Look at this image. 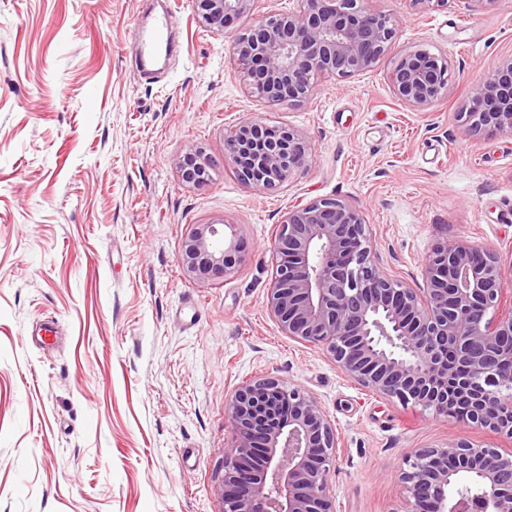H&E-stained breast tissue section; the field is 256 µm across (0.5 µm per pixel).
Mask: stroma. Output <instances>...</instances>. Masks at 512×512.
<instances>
[{
	"label": "stroma",
	"mask_w": 512,
	"mask_h": 512,
	"mask_svg": "<svg viewBox=\"0 0 512 512\" xmlns=\"http://www.w3.org/2000/svg\"><path fill=\"white\" fill-rule=\"evenodd\" d=\"M367 5L401 17L398 45L452 61L447 98L405 106L384 60L269 107L190 0H0V512H223L224 405L265 375L312 394L335 426L338 512H400L413 449L460 437L512 454V437L361 387L266 308L278 226L318 198L360 208L376 261L412 287L451 239L512 263V134L457 121L512 56V0ZM165 11L179 52L148 79L134 30ZM249 118L312 146L278 190L222 165L225 131ZM197 148L218 163L200 187L177 169ZM209 221L231 225L242 256L217 284L177 261L189 226ZM47 319L56 334L34 340Z\"/></svg>",
	"instance_id": "1"
}]
</instances>
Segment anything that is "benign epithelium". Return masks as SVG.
Wrapping results in <instances>:
<instances>
[{
	"mask_svg": "<svg viewBox=\"0 0 512 512\" xmlns=\"http://www.w3.org/2000/svg\"><path fill=\"white\" fill-rule=\"evenodd\" d=\"M207 28L232 35L230 57L252 96L269 104L309 101L319 83L390 59L401 103L425 109L448 95L452 61L395 48L399 19L366 0H297L296 8L238 33L253 0H192ZM467 133L512 132V57L472 89L457 113ZM224 140V165L243 184L281 187L308 164L298 131L242 121ZM183 182L204 186L214 163L202 150L178 163ZM275 272L267 309L283 335L326 351L360 386L446 416L464 406L465 425L512 435V308L495 251L450 240L423 266L424 289L386 274L372 254L362 212L337 198L288 211L271 246ZM238 244L220 224H193L178 262L207 282L224 280ZM234 430L218 494L224 512H337L329 486L339 438L311 394L276 377L240 387L225 403ZM400 512H512V455L450 439L414 449L399 475Z\"/></svg>",
	"mask_w": 512,
	"mask_h": 512,
	"instance_id": "obj_1",
	"label": "benign epithelium"
}]
</instances>
